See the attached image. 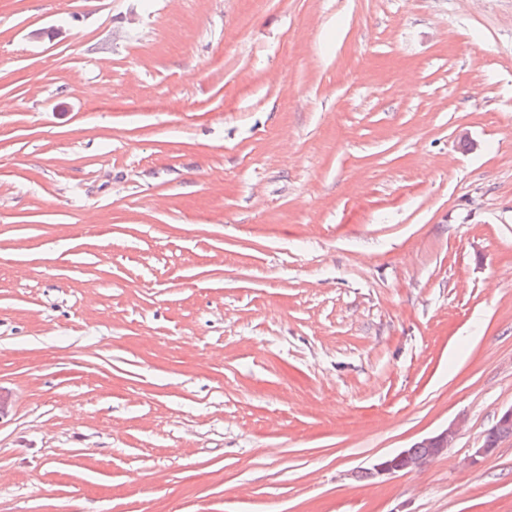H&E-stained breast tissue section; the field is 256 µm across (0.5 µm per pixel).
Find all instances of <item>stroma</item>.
Segmentation results:
<instances>
[{"label": "stroma", "instance_id": "stroma-1", "mask_svg": "<svg viewBox=\"0 0 512 512\" xmlns=\"http://www.w3.org/2000/svg\"><path fill=\"white\" fill-rule=\"evenodd\" d=\"M0 387V512H512V0H0ZM460 431V422L452 421L448 426L418 441L424 447L414 448L418 454L410 448H403L396 454L380 458L370 468L373 479L383 480L399 472L416 469L427 460L444 455L453 446Z\"/></svg>", "mask_w": 512, "mask_h": 512}]
</instances>
